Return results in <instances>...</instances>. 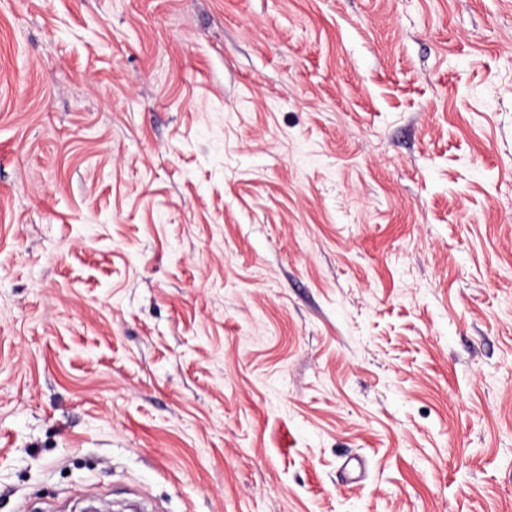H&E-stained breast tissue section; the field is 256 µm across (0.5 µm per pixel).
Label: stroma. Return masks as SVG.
<instances>
[{"label": "stroma", "mask_w": 512, "mask_h": 512, "mask_svg": "<svg viewBox=\"0 0 512 512\" xmlns=\"http://www.w3.org/2000/svg\"><path fill=\"white\" fill-rule=\"evenodd\" d=\"M512 512V0H0V512Z\"/></svg>", "instance_id": "1"}]
</instances>
